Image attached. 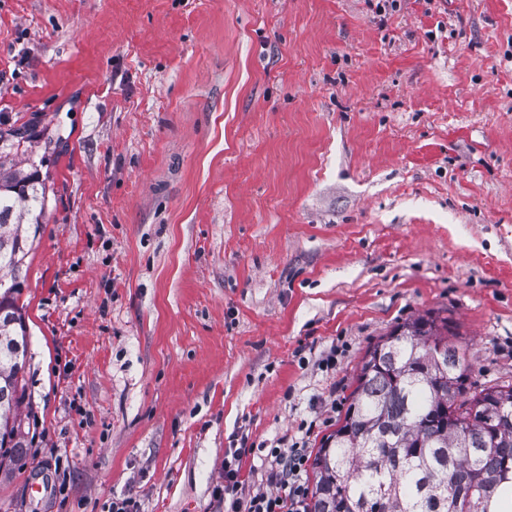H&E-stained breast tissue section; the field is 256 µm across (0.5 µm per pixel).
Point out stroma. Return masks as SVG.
<instances>
[{"mask_svg": "<svg viewBox=\"0 0 512 512\" xmlns=\"http://www.w3.org/2000/svg\"><path fill=\"white\" fill-rule=\"evenodd\" d=\"M0 131L47 186L0 512H224L429 311L512 383V0H0Z\"/></svg>", "mask_w": 512, "mask_h": 512, "instance_id": "stroma-1", "label": "stroma"}]
</instances>
